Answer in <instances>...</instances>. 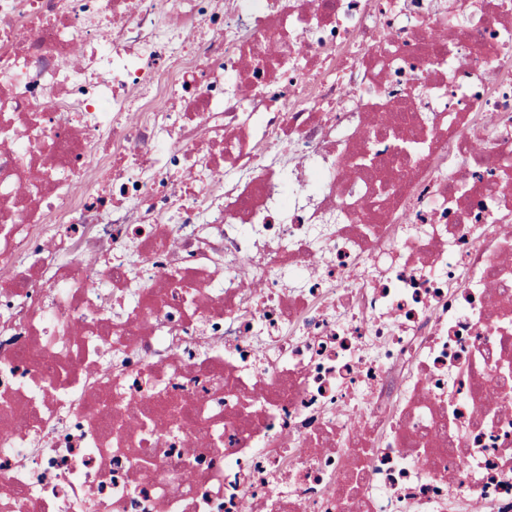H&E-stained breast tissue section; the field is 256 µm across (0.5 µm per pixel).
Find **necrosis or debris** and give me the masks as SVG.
Wrapping results in <instances>:
<instances>
[{
	"mask_svg": "<svg viewBox=\"0 0 512 512\" xmlns=\"http://www.w3.org/2000/svg\"><path fill=\"white\" fill-rule=\"evenodd\" d=\"M512 0H0V512H512Z\"/></svg>",
	"mask_w": 512,
	"mask_h": 512,
	"instance_id": "4bbe7bcc",
	"label": "necrosis or debris"
}]
</instances>
